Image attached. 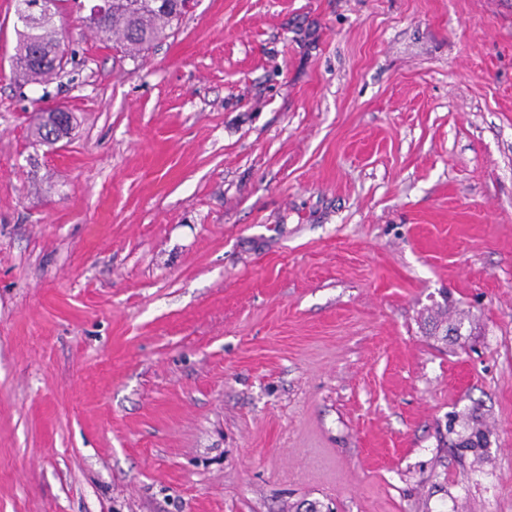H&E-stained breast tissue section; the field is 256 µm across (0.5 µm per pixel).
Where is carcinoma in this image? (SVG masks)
Masks as SVG:
<instances>
[{
  "mask_svg": "<svg viewBox=\"0 0 512 512\" xmlns=\"http://www.w3.org/2000/svg\"><path fill=\"white\" fill-rule=\"evenodd\" d=\"M48 12L37 27L20 24L16 31L15 67L20 80L46 82L63 70L65 54L55 29L54 19L61 0H48ZM184 0H114L112 12L91 26L98 40L130 55L140 53L147 45L166 37L184 15ZM462 320L441 318L432 323L430 335L448 341V328L461 326Z\"/></svg>",
  "mask_w": 512,
  "mask_h": 512,
  "instance_id": "obj_1",
  "label": "carcinoma"
}]
</instances>
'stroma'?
Returning <instances> with one entry per match:
<instances>
[{
	"mask_svg": "<svg viewBox=\"0 0 512 512\" xmlns=\"http://www.w3.org/2000/svg\"><path fill=\"white\" fill-rule=\"evenodd\" d=\"M84 15L0 0V512H512V0ZM47 1L48 12L38 27L22 23L16 31L15 67L24 83L46 82L63 70L65 53L61 51L59 33L54 25L61 0ZM87 0L86 21L103 44L115 42L124 53L136 55L147 45L165 38L185 14V0ZM185 1V11L193 7ZM112 11V12H111ZM111 12V13H110ZM109 13V14H108Z\"/></svg>",
	"mask_w": 512,
	"mask_h": 512,
	"instance_id": "obj_1",
	"label": "stroma"
}]
</instances>
